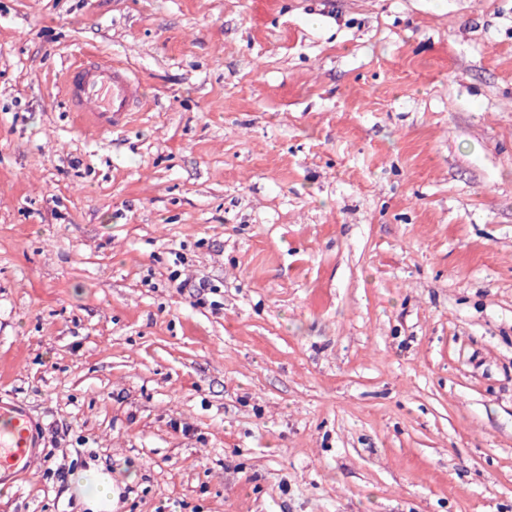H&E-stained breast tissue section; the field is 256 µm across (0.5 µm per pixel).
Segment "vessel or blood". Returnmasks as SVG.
<instances>
[{"label": "vessel or blood", "mask_w": 512, "mask_h": 512, "mask_svg": "<svg viewBox=\"0 0 512 512\" xmlns=\"http://www.w3.org/2000/svg\"><path fill=\"white\" fill-rule=\"evenodd\" d=\"M63 94L83 127L98 133L128 124L146 103L140 81L128 68L91 54L67 67ZM40 442L27 408L16 400L0 398V482L28 474Z\"/></svg>", "instance_id": "1"}]
</instances>
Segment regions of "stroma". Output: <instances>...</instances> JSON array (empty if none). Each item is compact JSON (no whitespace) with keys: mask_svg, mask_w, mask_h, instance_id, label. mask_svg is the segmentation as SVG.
<instances>
[{"mask_svg":"<svg viewBox=\"0 0 512 512\" xmlns=\"http://www.w3.org/2000/svg\"><path fill=\"white\" fill-rule=\"evenodd\" d=\"M0 373V512H512V0H0ZM69 65L63 94L83 127L97 133L112 132L130 123L146 104L142 84L115 60L85 54ZM0 422V482L4 483L30 472L41 439L30 412L14 399L0 398ZM84 496L90 512H110L112 510V477L96 469L79 472L72 481Z\"/></svg>","mask_w":512,"mask_h":512,"instance_id":"obj_1","label":"stroma"}]
</instances>
